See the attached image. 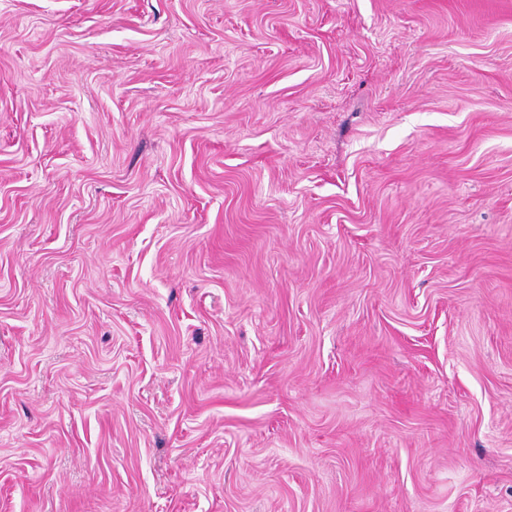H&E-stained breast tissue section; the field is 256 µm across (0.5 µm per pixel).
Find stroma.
Returning <instances> with one entry per match:
<instances>
[{
  "label": "stroma",
  "mask_w": 512,
  "mask_h": 512,
  "mask_svg": "<svg viewBox=\"0 0 512 512\" xmlns=\"http://www.w3.org/2000/svg\"><path fill=\"white\" fill-rule=\"evenodd\" d=\"M0 512H512V0H0Z\"/></svg>",
  "instance_id": "stroma-1"
}]
</instances>
